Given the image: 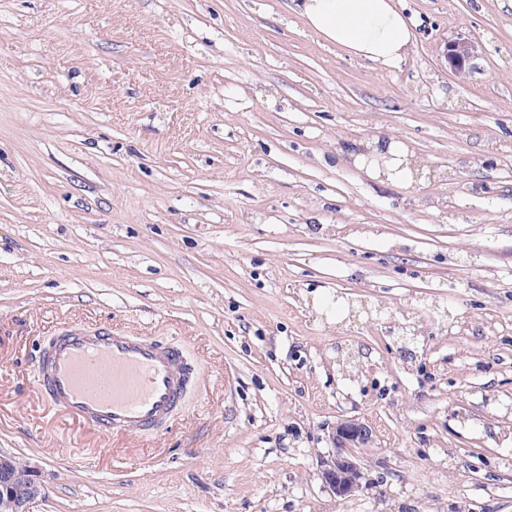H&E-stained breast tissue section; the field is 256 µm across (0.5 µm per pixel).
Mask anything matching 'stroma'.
<instances>
[{
  "label": "stroma",
  "mask_w": 512,
  "mask_h": 512,
  "mask_svg": "<svg viewBox=\"0 0 512 512\" xmlns=\"http://www.w3.org/2000/svg\"><path fill=\"white\" fill-rule=\"evenodd\" d=\"M397 2L391 71L288 0L0 10V450L33 512H512V0ZM383 133L425 178L354 164ZM74 326L202 371L156 431L99 432L35 385ZM349 417L376 442L340 500ZM448 52V59L453 70L458 76L462 77L465 74V64L475 56L476 45L470 39H463L454 42ZM373 441V431L358 418L337 422L332 432L334 451L320 471L323 486L341 499L355 496L362 488L363 473L352 448L366 447ZM17 466V468L13 471V480L25 485L28 489V494L23 498L21 497L26 493V488L20 484H14L11 487L8 484V477L6 476L5 471L0 472V487L1 484L9 489V492L12 489V494L8 492V494L1 495L0 493V508L2 511L6 512H29V504L38 496L40 490L42 489V484L38 478L37 471L31 465L23 464L20 467L19 460L16 458L13 459L12 455L5 454L0 452V469L1 467L4 469L10 468L13 465Z\"/></svg>",
  "instance_id": "obj_1"
}]
</instances>
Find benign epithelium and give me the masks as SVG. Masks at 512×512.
<instances>
[{
  "instance_id": "obj_1",
  "label": "benign epithelium",
  "mask_w": 512,
  "mask_h": 512,
  "mask_svg": "<svg viewBox=\"0 0 512 512\" xmlns=\"http://www.w3.org/2000/svg\"><path fill=\"white\" fill-rule=\"evenodd\" d=\"M475 52V42L470 39L459 40L450 46L448 59L458 76L465 74V64ZM373 441V431L361 420L350 418L337 422L332 432L334 451L323 461L320 471L323 486L341 499L355 496L362 488V469L352 449L365 447ZM13 480L25 485L28 494L17 499L10 493L0 494V509L3 512H29V504L42 489L37 471L33 466L23 464L13 471Z\"/></svg>"
}]
</instances>
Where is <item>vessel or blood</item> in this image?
I'll list each match as a JSON object with an SVG mask.
<instances>
[{"mask_svg": "<svg viewBox=\"0 0 512 512\" xmlns=\"http://www.w3.org/2000/svg\"><path fill=\"white\" fill-rule=\"evenodd\" d=\"M192 368L178 349L103 328L59 337L38 361L49 405L110 432L152 428L178 404Z\"/></svg>", "mask_w": 512, "mask_h": 512, "instance_id": "vessel-or-blood-1", "label": "vessel or blood"}]
</instances>
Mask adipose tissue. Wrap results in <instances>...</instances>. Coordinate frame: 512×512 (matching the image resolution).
<instances>
[{
    "label": "adipose tissue",
    "instance_id": "ef3b65f1",
    "mask_svg": "<svg viewBox=\"0 0 512 512\" xmlns=\"http://www.w3.org/2000/svg\"><path fill=\"white\" fill-rule=\"evenodd\" d=\"M289 9L325 41L382 68L399 67L412 44L410 22L396 0H290ZM358 158L377 177L405 185L413 180L408 151L394 137L380 136Z\"/></svg>",
    "mask_w": 512,
    "mask_h": 512
}]
</instances>
